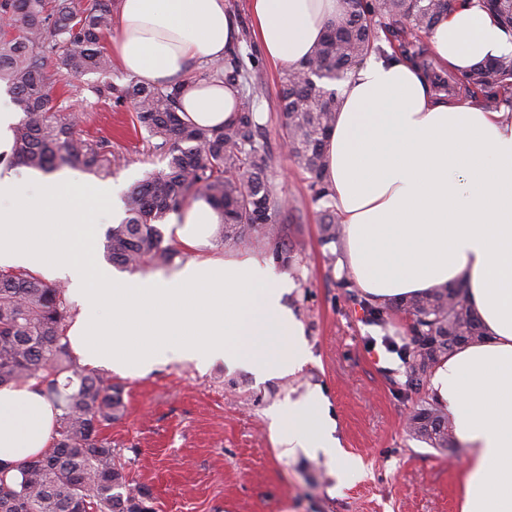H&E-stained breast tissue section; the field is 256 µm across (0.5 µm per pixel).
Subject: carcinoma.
Returning a JSON list of instances; mask_svg holds the SVG:
<instances>
[{"label": "carcinoma", "instance_id": "obj_1", "mask_svg": "<svg viewBox=\"0 0 512 512\" xmlns=\"http://www.w3.org/2000/svg\"><path fill=\"white\" fill-rule=\"evenodd\" d=\"M455 0H342L336 24L312 54L283 73L277 91L284 143L295 163L310 175L309 190L320 209L321 243L336 244L342 224L326 184L325 153L339 109L337 90L370 53L382 51L379 28L398 27L386 38L393 50L428 63L430 49L419 39L447 13ZM502 25L512 30V0H483ZM12 28L0 31V85L23 112L13 128L10 161L51 171L61 165L101 178L112 174L106 142L77 133L79 112H66L52 94L64 75L107 74L112 58L103 40L112 29V0H0V15ZM204 76L240 89L236 117L220 128L184 122L180 88L145 86L135 79L95 87L98 97L132 110L134 128L146 132L149 147L165 166L148 172L132 191L126 218L105 233L104 256L129 271L168 267L181 254L164 243L160 228L169 213L190 198L207 197L224 210L217 239L235 244L252 232L272 248L275 259L292 266L296 249L289 226L275 220L282 207L268 174L270 154L258 140L257 101L265 92L263 71L246 66L237 50L207 65ZM465 90L482 94V104L500 110L512 91V55L484 61L465 77ZM347 300L363 317L384 328L391 315L409 318V342L400 347L405 393L421 394L441 358L455 350L448 335L464 343L484 337L481 319L461 285H439L394 305H373L355 284L340 281ZM69 310L61 287L12 269H0V385L35 379L60 410L53 450L17 466V480L0 478V512H155L151 492L132 482L126 463L102 435L103 427L124 416L123 387L93 373L72 357L65 332ZM407 431L435 448L452 445L448 415L428 398L414 411Z\"/></svg>", "mask_w": 512, "mask_h": 512}]
</instances>
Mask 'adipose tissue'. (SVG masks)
I'll use <instances>...</instances> for the list:
<instances>
[{"label":"adipose tissue","instance_id":"1","mask_svg":"<svg viewBox=\"0 0 512 512\" xmlns=\"http://www.w3.org/2000/svg\"><path fill=\"white\" fill-rule=\"evenodd\" d=\"M256 34L273 63L306 58L336 21L339 0H251ZM239 37L227 0H118L112 52L145 85L181 86L179 112L218 128L238 90L200 78ZM437 65L462 77L512 53L480 0H457L429 33ZM14 115L0 113V268L67 281L80 306L66 336L79 364L144 376L173 360L221 361L268 376L309 361L304 330L285 303L288 280L255 254H202L223 209L202 196L168 221L191 259L171 273L120 277L97 252L110 184L68 171L12 166ZM327 185L343 224L339 271L378 304L462 283L485 339L436 365L430 393L467 451L461 512H512V113L448 97L400 54H376L341 88L327 149ZM57 413L37 381L0 387V467L52 449ZM288 444L338 461L336 428L317 395L273 419Z\"/></svg>","mask_w":512,"mask_h":512}]
</instances>
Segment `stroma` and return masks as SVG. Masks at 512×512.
<instances>
[{
  "mask_svg": "<svg viewBox=\"0 0 512 512\" xmlns=\"http://www.w3.org/2000/svg\"><path fill=\"white\" fill-rule=\"evenodd\" d=\"M228 3L243 36L240 53L260 61L265 75L258 109L270 175L284 202L276 219L290 225L300 248L295 266L272 269L294 284L288 306L303 325L311 359L295 374L272 378L220 362H172L143 377L113 374L126 412L104 433L134 485L150 490L156 512H460L464 448H433L406 429L416 402L401 392L404 366L393 347L408 338V321L398 312L383 329L346 301L325 259L309 176L283 148L277 89L284 67L264 61L250 0ZM101 79L89 73L54 91L63 107L82 113L85 137L111 141L109 182L125 200L163 161L145 132L134 129L127 108L91 93ZM312 391L323 396L352 469H338L321 453L288 455L276 435L272 412Z\"/></svg>",
  "mask_w": 512,
  "mask_h": 512,
  "instance_id": "stroma-1",
  "label": "stroma"
}]
</instances>
